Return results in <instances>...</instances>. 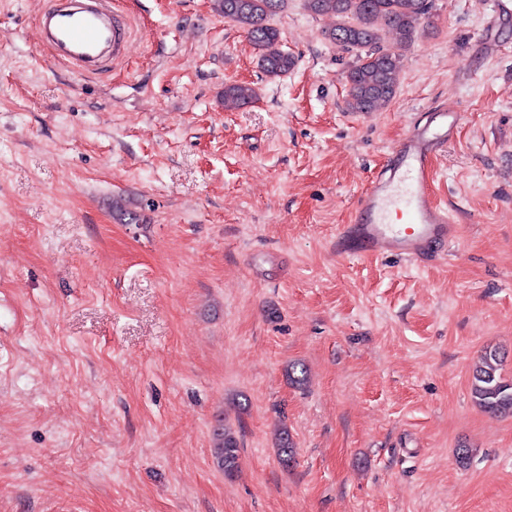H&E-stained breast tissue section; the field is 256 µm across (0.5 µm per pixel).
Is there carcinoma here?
Masks as SVG:
<instances>
[{
    "label": "carcinoma",
    "instance_id": "cac0c4a2",
    "mask_svg": "<svg viewBox=\"0 0 512 512\" xmlns=\"http://www.w3.org/2000/svg\"><path fill=\"white\" fill-rule=\"evenodd\" d=\"M284 0H215L217 10L243 27L256 51L260 67L270 76L290 71L294 58L281 49L279 31L269 24ZM307 10L315 16L340 19L322 31L324 39L359 55L347 71V105L353 112H374L387 105L399 84V69L394 53L381 49L378 22L395 35L396 44L412 42L427 14L428 0H305ZM255 90L247 84L224 86V106L242 108L251 104ZM503 357L496 349L480 354L471 380V394L484 412L494 416H512V379L502 375ZM212 456L224 476L233 477L239 469L240 441L236 433L217 419L213 427ZM281 460L293 458L292 436L283 427L277 435Z\"/></svg>",
    "mask_w": 512,
    "mask_h": 512
}]
</instances>
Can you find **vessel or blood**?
<instances>
[{"label": "vessel or blood", "mask_w": 512, "mask_h": 512, "mask_svg": "<svg viewBox=\"0 0 512 512\" xmlns=\"http://www.w3.org/2000/svg\"><path fill=\"white\" fill-rule=\"evenodd\" d=\"M37 27L51 59L93 74L121 60L131 37L129 20L113 10L111 0H52L39 13ZM460 117L456 105L440 108L397 143L361 193L354 223L340 230L337 251L427 261L429 243L455 238V220L435 202L430 181L432 160Z\"/></svg>", "instance_id": "vessel-or-blood-1"}]
</instances>
